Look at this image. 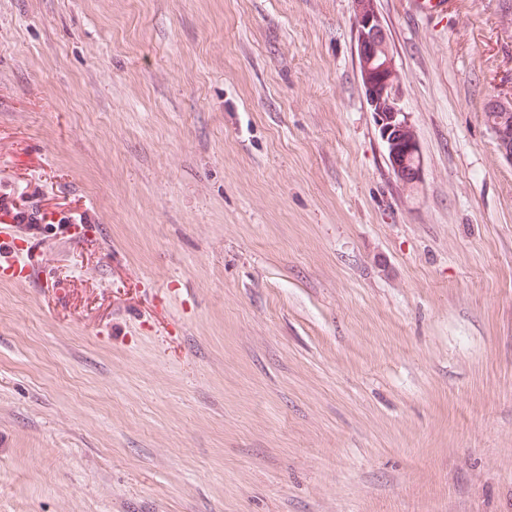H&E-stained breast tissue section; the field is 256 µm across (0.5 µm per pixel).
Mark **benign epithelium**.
Listing matches in <instances>:
<instances>
[{
    "instance_id": "1",
    "label": "benign epithelium",
    "mask_w": 512,
    "mask_h": 512,
    "mask_svg": "<svg viewBox=\"0 0 512 512\" xmlns=\"http://www.w3.org/2000/svg\"><path fill=\"white\" fill-rule=\"evenodd\" d=\"M356 52L361 61L366 101L376 115L380 136L385 144L387 159L405 187H414L421 179L420 163L410 167L407 156L419 153L415 134L402 106L399 87L388 81L393 68L387 34L375 10L354 3ZM486 108L499 113L498 123H489L501 155L512 163V94L489 100Z\"/></svg>"
}]
</instances>
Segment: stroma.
<instances>
[{
    "label": "stroma",
    "mask_w": 512,
    "mask_h": 512,
    "mask_svg": "<svg viewBox=\"0 0 512 512\" xmlns=\"http://www.w3.org/2000/svg\"><path fill=\"white\" fill-rule=\"evenodd\" d=\"M0 0V512H512L498 0ZM354 3L355 42L356 52L364 70V90L366 101L372 112L376 115L380 136L385 144L387 159L395 171L398 179L405 182V187H414L421 179L422 164L419 145L415 134L407 120L406 112L402 106V94L399 87L391 82H397L394 74L391 82L387 74L393 68V59L390 55L387 34L376 11L371 10L360 1ZM379 65L371 69L374 63ZM379 75L381 79L371 75ZM405 145H407L405 147ZM416 153L418 159L413 167H409L407 156ZM419 162V163H418Z\"/></svg>",
    "instance_id": "obj_1"
}]
</instances>
